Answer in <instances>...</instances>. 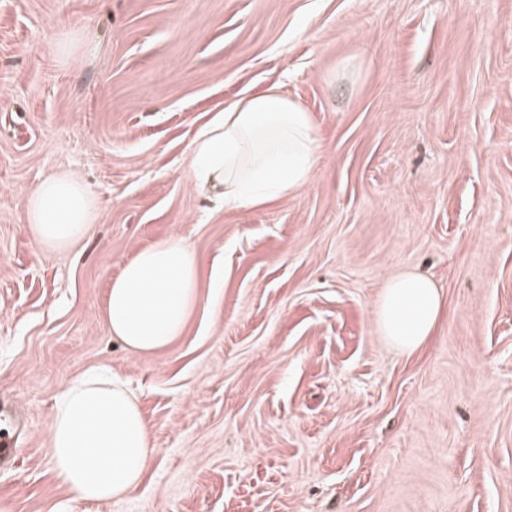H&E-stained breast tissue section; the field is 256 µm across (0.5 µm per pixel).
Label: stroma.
I'll return each mask as SVG.
<instances>
[{
	"instance_id": "obj_1",
	"label": "stroma",
	"mask_w": 512,
	"mask_h": 512,
	"mask_svg": "<svg viewBox=\"0 0 512 512\" xmlns=\"http://www.w3.org/2000/svg\"><path fill=\"white\" fill-rule=\"evenodd\" d=\"M272 86L311 112L316 172L224 207L191 141ZM60 172L99 210L53 252L24 201ZM172 235L221 291L129 354L111 282ZM406 272L447 302L409 355L375 320ZM95 368L155 448L107 503L60 485L47 444ZM1 396L27 433L0 512H512V0H0Z\"/></svg>"
}]
</instances>
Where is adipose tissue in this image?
I'll return each mask as SVG.
<instances>
[{"label":"adipose tissue","mask_w":512,"mask_h":512,"mask_svg":"<svg viewBox=\"0 0 512 512\" xmlns=\"http://www.w3.org/2000/svg\"><path fill=\"white\" fill-rule=\"evenodd\" d=\"M318 148L310 112L272 87L216 112L198 130L190 170L195 186L223 199L225 207L260 208L310 183ZM96 212L93 192L70 172L43 180L25 198L29 232L47 250L73 246ZM202 299L197 259L180 237L171 236L124 264L109 289L104 322L129 352L150 353L182 336ZM443 311L434 281L405 273L386 285L375 318L382 336L411 352L434 335ZM48 449L57 481L96 502L136 489L153 454L134 392L104 370L88 371L64 388Z\"/></svg>","instance_id":"obj_1"}]
</instances>
